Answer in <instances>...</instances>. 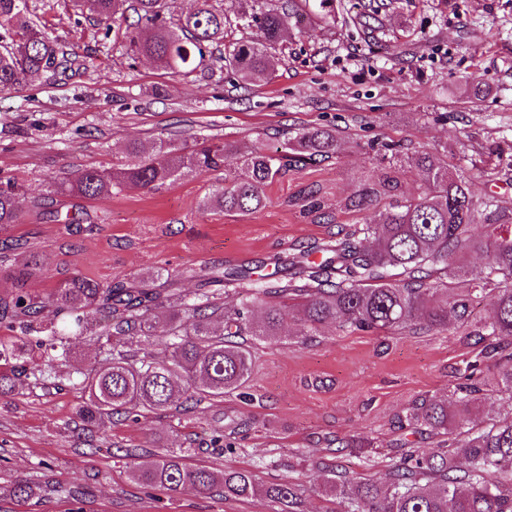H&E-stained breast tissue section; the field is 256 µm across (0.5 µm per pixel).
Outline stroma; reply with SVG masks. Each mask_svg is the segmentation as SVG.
<instances>
[{
	"label": "stroma",
	"mask_w": 512,
	"mask_h": 512,
	"mask_svg": "<svg viewBox=\"0 0 512 512\" xmlns=\"http://www.w3.org/2000/svg\"><path fill=\"white\" fill-rule=\"evenodd\" d=\"M27 4L72 66L0 92V181L14 185L20 213L0 240L21 244L0 261V297L35 254L42 267L26 286L40 297L78 273L104 285L153 283L175 306L235 305L238 290L224 270L254 268L286 281L299 249L365 223L368 212L349 200L382 177L387 143L408 157L398 174L402 197L422 191L413 157L428 151L468 176L475 201L495 194L512 208V0H334L326 9L297 0L299 22L275 48L273 74L245 89L209 56L180 74L131 59L122 17L78 16L73 0ZM306 128L335 131L337 153L282 171L259 211L204 209L225 179L242 175L243 153L282 149ZM176 136L232 150L219 171L152 189L129 185L105 200L52 191L76 170L126 163L128 141ZM68 214L75 223H62ZM161 270L171 281L158 279ZM282 302L283 334L255 344L247 388L180 415L142 411L83 432L79 387L30 378L0 395V512H276L262 496L191 488L173 495L133 480L127 453L158 452L160 436L173 448L192 442L190 466L303 485L304 512H336L325 490L335 468L365 482L386 476L403 443L436 448V438L398 417L418 398L452 394L478 352L464 332L377 335L327 325L305 341L291 297ZM225 439L235 449L222 448ZM342 439L349 447H339ZM316 458L322 466H313ZM44 481L78 495L8 494Z\"/></svg>",
	"instance_id": "35a3bbf8"
}]
</instances>
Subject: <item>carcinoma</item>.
<instances>
[{"label": "carcinoma", "instance_id": "cac0c4a2", "mask_svg": "<svg viewBox=\"0 0 512 512\" xmlns=\"http://www.w3.org/2000/svg\"><path fill=\"white\" fill-rule=\"evenodd\" d=\"M244 2L240 19L255 36L237 43L223 62L241 79L251 80L274 69L270 49L298 13L290 3L274 9L266 0ZM76 4L100 21L115 18L129 5L136 15L128 25L132 57L150 58L173 73L224 39V14L205 6L175 19L169 16V0ZM26 10L27 0H0V92L24 88L68 62L58 41L26 18ZM336 149L335 132L313 128L300 132L282 154L250 151L242 156L246 177L224 187L204 206L256 212L266 204L265 187L284 167L328 158ZM226 150L224 144L205 142L188 150L165 139L147 150L133 141L127 147L131 161L124 167L78 169L56 182L55 191L105 199L127 183L151 189L220 169ZM415 161L424 176V190L418 196L374 210L369 222L330 244L306 247V256L323 249L332 257L301 267L304 283L266 288L230 308L186 303L184 313H167L165 299L155 288L105 286L80 274L58 283L42 299L25 288L40 268L39 257H32L29 265L14 272L13 293L0 298V318L10 319L19 329L18 337L0 341V363L11 365L10 374L0 372V393L13 391L23 377L58 378V367L70 358L64 340L93 336L109 345L110 361L100 368L70 371L66 381L84 391L79 419L87 427L103 428L113 415L128 412L131 404L147 412H181L244 388L252 360L249 346L238 338L281 336L283 307L262 299L264 295L303 299L305 336L325 323L346 331L467 328L474 299L488 298L494 318L468 332L479 352L460 372L465 383L454 409L448 410L446 400L425 397L404 416L418 432L442 437L438 449L405 450L393 460L384 481L358 483L339 472L329 488L344 504L343 512H512V415L481 427L471 424L486 369L496 370L498 391L512 400V209L494 197L474 203L466 178L448 174V167L430 152L417 155ZM398 187V178L389 172L377 185L359 190L349 206L369 210ZM18 222L15 189L0 185V229ZM471 253L481 254L485 266L478 278L465 283L458 262ZM133 336L147 344L156 337L164 339L166 356L159 359L145 348L123 349L126 338ZM31 345L45 356L36 372L28 368ZM189 452L164 448L145 462L136 459L131 475L171 494L191 485L226 498L263 495L280 504V512H303L306 490L301 485L288 480L261 487L249 470L218 473L191 468L186 464ZM46 491L65 489L18 485L12 494L33 497Z\"/></svg>", "mask_w": 512, "mask_h": 512}]
</instances>
